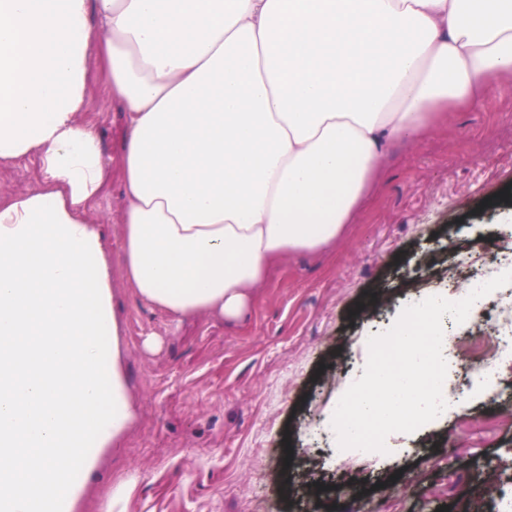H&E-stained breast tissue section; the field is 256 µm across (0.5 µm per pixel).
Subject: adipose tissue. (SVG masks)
Returning <instances> with one entry per match:
<instances>
[{
  "mask_svg": "<svg viewBox=\"0 0 512 512\" xmlns=\"http://www.w3.org/2000/svg\"><path fill=\"white\" fill-rule=\"evenodd\" d=\"M118 158L79 114L93 68ZM512 87V0H0V512H75L135 418L92 210L174 320L243 318L270 267L344 231L392 140ZM111 337L103 345V337ZM37 163L27 159L15 165L0 168V190L2 192L23 191L34 186Z\"/></svg>",
  "mask_w": 512,
  "mask_h": 512,
  "instance_id": "ef3b65f1",
  "label": "adipose tissue"
}]
</instances>
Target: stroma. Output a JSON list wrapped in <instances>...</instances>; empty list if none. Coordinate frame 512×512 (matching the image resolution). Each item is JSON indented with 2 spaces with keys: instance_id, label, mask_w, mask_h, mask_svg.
<instances>
[{
  "instance_id": "stroma-1",
  "label": "stroma",
  "mask_w": 512,
  "mask_h": 512,
  "mask_svg": "<svg viewBox=\"0 0 512 512\" xmlns=\"http://www.w3.org/2000/svg\"><path fill=\"white\" fill-rule=\"evenodd\" d=\"M82 119L116 156L125 116L94 74ZM98 214L112 259L124 374L136 418L90 473L76 512H105L112 487L138 482L122 512H314L289 486L312 483L341 512H461L488 460L512 473V389L497 404L460 391L450 415L387 437V453L350 466L310 427L361 376L364 337L390 308L447 288L458 255L512 244V93L449 113L423 142L395 141L370 193L329 247L273 265L246 316L173 320L121 278L119 187ZM159 341L157 349L144 346Z\"/></svg>"
}]
</instances>
